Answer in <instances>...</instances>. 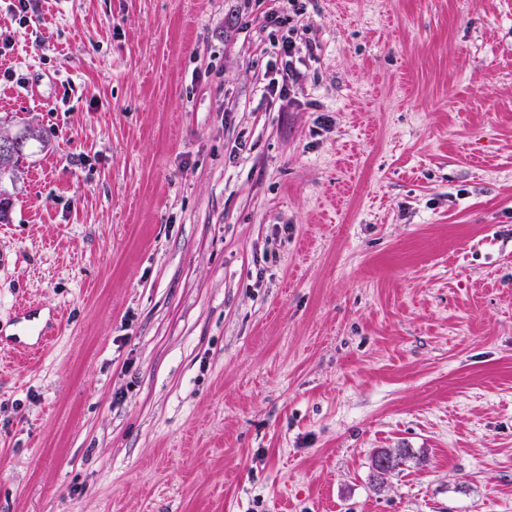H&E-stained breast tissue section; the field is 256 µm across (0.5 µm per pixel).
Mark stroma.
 Masks as SVG:
<instances>
[{"label":"stroma","mask_w":512,"mask_h":512,"mask_svg":"<svg viewBox=\"0 0 512 512\" xmlns=\"http://www.w3.org/2000/svg\"><path fill=\"white\" fill-rule=\"evenodd\" d=\"M268 7L0 0V512H512V0ZM300 49L296 42L288 36V39H284L279 46L277 52V59L280 62V67H277V71L281 76V85L277 78H273L268 84V91L270 95H276L277 92L280 95L290 80H293L295 73L296 61H299ZM30 129L34 130L35 136H33L32 138L25 139L24 142L21 144V147L16 152L7 153V154L0 152V176H2V174H5L7 172H12L15 170L20 159L24 156V151L27 148L29 142L43 141L41 132L33 127H30V126H24L23 129L20 131V133L14 135V136H12L9 133H6L4 135L0 134V142H1L2 140H8L11 137L24 138L25 132H27Z\"/></svg>","instance_id":"obj_1"}]
</instances>
